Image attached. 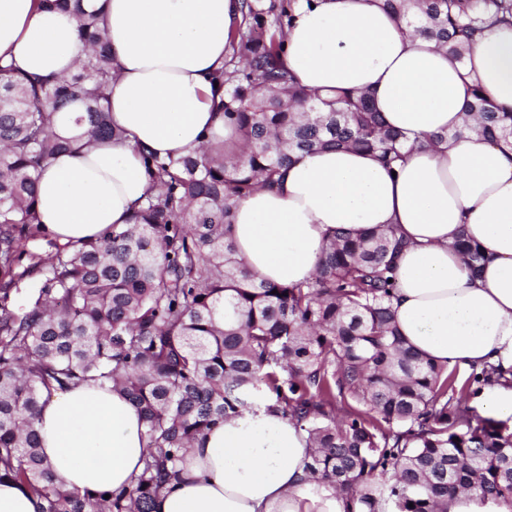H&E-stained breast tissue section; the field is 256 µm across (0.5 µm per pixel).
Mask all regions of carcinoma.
Masks as SVG:
<instances>
[{"instance_id": "carcinoma-1", "label": "carcinoma", "mask_w": 512, "mask_h": 512, "mask_svg": "<svg viewBox=\"0 0 512 512\" xmlns=\"http://www.w3.org/2000/svg\"><path fill=\"white\" fill-rule=\"evenodd\" d=\"M68 9L90 52L60 78L0 68V480L23 484L39 512H152L193 444L260 402L294 422L312 444L309 472L346 512H445L473 491L512 504V428L470 400L504 372L447 369L408 346L394 320L399 230L344 232L328 241L313 278L257 281L229 238L234 203L277 184L282 169L319 148H356L394 170L404 133L364 92L315 101L281 59L278 35L296 0H242L217 75L224 116L246 159L201 148L145 156L154 194L133 223L69 243L17 271L25 242L42 233L37 190L45 163L83 139H115L108 110L112 52L102 11ZM419 13H411L412 6ZM381 7L463 59L485 28L512 26V0H381ZM71 115L77 134L60 136ZM481 132L512 145V110L480 87L465 109ZM455 247L474 269L487 261L465 235ZM37 275L18 314L5 309L17 281ZM81 383L122 392L147 443L127 495L60 482L41 453L36 420L45 394Z\"/></svg>"}]
</instances>
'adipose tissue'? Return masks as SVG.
<instances>
[{
	"label": "adipose tissue",
	"mask_w": 512,
	"mask_h": 512,
	"mask_svg": "<svg viewBox=\"0 0 512 512\" xmlns=\"http://www.w3.org/2000/svg\"><path fill=\"white\" fill-rule=\"evenodd\" d=\"M103 8L116 76L109 95L122 139L58 154L38 185L37 211L60 242L131 223L151 188L141 150L178 157L201 145L240 153L216 104V75L242 0H84ZM86 46L70 14L41 0H0V65L64 76ZM283 60L303 88L370 92L386 123L414 148L396 172L353 148L304 154L273 189L239 200L236 255L256 277L312 278L336 232L396 225L409 243L395 272L393 311L407 345L447 367L512 370V149L478 131L454 137L471 88L512 109V28L477 39L466 63L383 10L378 0H296ZM443 143H434L438 134ZM488 257L471 271L459 232ZM37 428L56 477L81 490H128L142 467L140 415L119 392L80 385L44 398ZM307 434L260 405L225 420L188 452L153 512H344L307 470Z\"/></svg>",
	"instance_id": "obj_1"
}]
</instances>
